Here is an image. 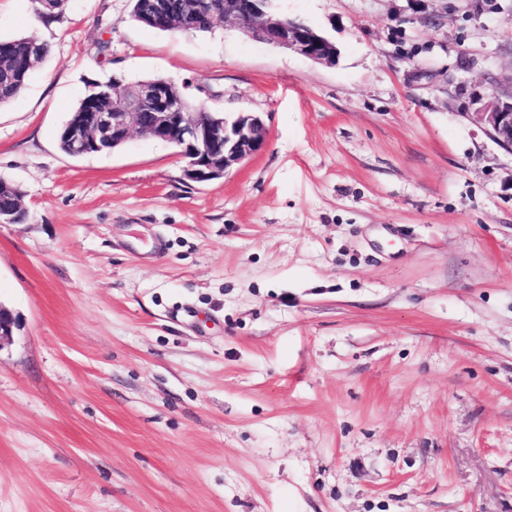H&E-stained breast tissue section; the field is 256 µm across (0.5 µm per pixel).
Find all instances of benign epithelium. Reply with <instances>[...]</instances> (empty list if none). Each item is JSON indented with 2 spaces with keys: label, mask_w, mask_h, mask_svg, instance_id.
<instances>
[{
  "label": "benign epithelium",
  "mask_w": 512,
  "mask_h": 512,
  "mask_svg": "<svg viewBox=\"0 0 512 512\" xmlns=\"http://www.w3.org/2000/svg\"><path fill=\"white\" fill-rule=\"evenodd\" d=\"M244 8L238 0H224V18L232 19L248 37L332 65L337 48L314 31H302L279 16L259 12L255 3ZM183 94L171 80L135 84L112 98V105L94 114L88 125L69 130L72 156L98 152L109 144L127 141L136 132L173 144L185 160L184 177L205 183L224 176L233 165L257 154L267 142V129L253 115L228 121L220 112L181 111ZM478 121L502 148L512 153V91L479 99Z\"/></svg>",
  "instance_id": "7a95c632"
}]
</instances>
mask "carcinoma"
<instances>
[{"mask_svg": "<svg viewBox=\"0 0 512 512\" xmlns=\"http://www.w3.org/2000/svg\"><path fill=\"white\" fill-rule=\"evenodd\" d=\"M169 13L167 21L174 23L175 32H206L194 22L187 0H165ZM50 53V47L32 37H18L0 41V106L13 101L24 88L27 79L36 64L42 62ZM117 80L110 79L89 91L74 109L69 123H82L90 120L97 101V91L112 90ZM21 192L11 183L0 181V211H8L14 218V223L25 224L29 215L20 202Z\"/></svg>", "mask_w": 512, "mask_h": 512, "instance_id": "cac0c4a2", "label": "carcinoma"}]
</instances>
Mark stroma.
<instances>
[{
  "mask_svg": "<svg viewBox=\"0 0 512 512\" xmlns=\"http://www.w3.org/2000/svg\"><path fill=\"white\" fill-rule=\"evenodd\" d=\"M336 64L0 0L49 44L0 107V512H512V0H273ZM107 43L105 57L97 46ZM252 112L208 183L172 145L65 155L91 85ZM480 107L474 112L478 121L502 148L512 153V91L492 93L485 99L478 98ZM22 196L19 188L11 183L0 181V211H8L12 214L0 212V224H24L28 222L29 215L25 207L21 205Z\"/></svg>",
  "mask_w": 512,
  "mask_h": 512,
  "instance_id": "35a3bbf8",
  "label": "stroma"
}]
</instances>
